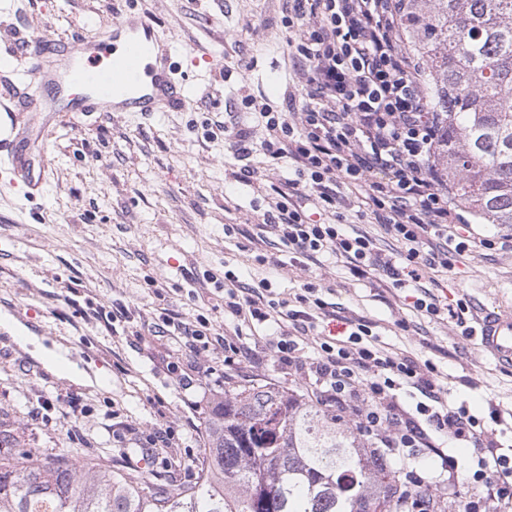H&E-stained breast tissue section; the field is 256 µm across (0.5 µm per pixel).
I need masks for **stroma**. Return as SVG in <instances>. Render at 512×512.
<instances>
[{"label": "stroma", "mask_w": 512, "mask_h": 512, "mask_svg": "<svg viewBox=\"0 0 512 512\" xmlns=\"http://www.w3.org/2000/svg\"><path fill=\"white\" fill-rule=\"evenodd\" d=\"M141 14L172 39L177 77L187 87L175 111L114 112L81 120L60 113L40 133L47 153L45 195L25 199L0 191V420L26 448H68L80 462L111 465L130 480L158 479L178 491L191 483L184 465L203 444L185 403L208 409L207 379L186 387L198 359L179 336L154 332L162 315L185 321L204 315L213 335L236 324L224 294L205 272L236 271L243 286L273 277L283 297L305 277L326 288L341 317L376 325L381 341L431 360L451 404L472 412L489 402L512 407V366L478 338L450 335L446 324L413 311L403 291L372 271L360 276L333 256L306 269L271 240L261 250L279 260L261 266L252 241L274 202L269 185L287 165H258L250 181L223 137L206 124L227 115L287 112L301 97L288 42L287 0H0V47L24 51L34 38H92ZM236 225L225 236V225ZM430 289L469 317L512 309V251L473 247L438 272ZM408 330H400L398 320ZM32 337L21 345L18 335ZM65 352L86 379L59 373L47 352ZM238 384L300 388L268 347L245 366ZM171 428L174 444L142 453L141 442Z\"/></svg>", "instance_id": "stroma-1"}]
</instances>
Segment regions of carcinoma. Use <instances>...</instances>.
<instances>
[{
	"instance_id": "cac0c4a2",
	"label": "carcinoma",
	"mask_w": 512,
	"mask_h": 512,
	"mask_svg": "<svg viewBox=\"0 0 512 512\" xmlns=\"http://www.w3.org/2000/svg\"><path fill=\"white\" fill-rule=\"evenodd\" d=\"M425 63L432 164L457 204L512 225V0H401ZM194 483L171 492L102 463L16 448L0 427V512H394L395 475L336 417L291 388L224 390L203 422Z\"/></svg>"
}]
</instances>
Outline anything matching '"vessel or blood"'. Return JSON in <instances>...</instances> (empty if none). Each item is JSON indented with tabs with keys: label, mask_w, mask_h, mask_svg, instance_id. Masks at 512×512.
Listing matches in <instances>:
<instances>
[{
	"label": "vessel or blood",
	"mask_w": 512,
	"mask_h": 512,
	"mask_svg": "<svg viewBox=\"0 0 512 512\" xmlns=\"http://www.w3.org/2000/svg\"><path fill=\"white\" fill-rule=\"evenodd\" d=\"M19 70L14 49L0 51V162L28 196L42 195L47 169L27 150L32 120L44 113L91 116L112 112H166L181 105L172 48L138 14L113 25L102 39L51 35L26 50ZM482 346L512 363V313L487 315L478 323Z\"/></svg>",
	"instance_id": "1"
}]
</instances>
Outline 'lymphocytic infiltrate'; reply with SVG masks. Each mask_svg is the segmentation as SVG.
I'll list each match as a JSON object with an SVG mask.
<instances>
[{"label":"lymphocytic infiltrate","mask_w":512,"mask_h":512,"mask_svg":"<svg viewBox=\"0 0 512 512\" xmlns=\"http://www.w3.org/2000/svg\"><path fill=\"white\" fill-rule=\"evenodd\" d=\"M288 24L304 90L299 111L255 112L250 125L223 128L241 178L253 175L257 155L294 167V177L274 186L275 212L260 232L310 262L332 254L356 271L381 272L393 287L415 290L416 311L469 335L464 304L440 303L421 284L426 270L451 269L452 255L469 245L458 238L463 217L448 179L430 163L435 123L420 66L401 45L398 0H292ZM349 189L361 192L366 212L399 243L398 255L384 254L368 233L344 230ZM322 290L309 281L293 300L278 299L271 280L245 288L228 269L224 309L245 323L276 325L269 345L277 365L305 380L320 404L347 414L381 451L438 450L443 440L470 445L479 490L456 495L457 512H512V445L494 437L500 410L481 418L449 405L435 364L382 345L369 320H346L338 334L317 331L316 315L336 317ZM403 390L417 395L415 408L401 401Z\"/></svg>","instance_id":"f902f5d3"}]
</instances>
